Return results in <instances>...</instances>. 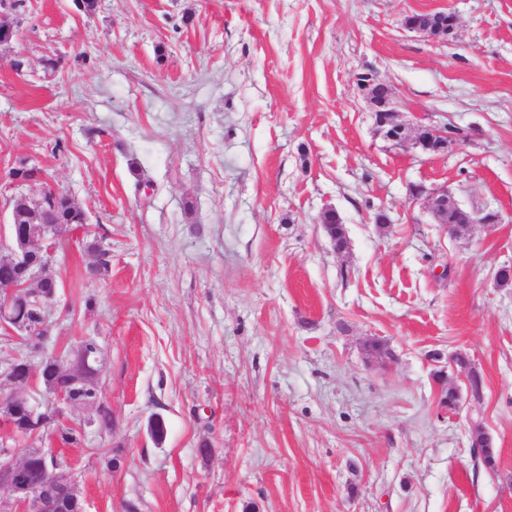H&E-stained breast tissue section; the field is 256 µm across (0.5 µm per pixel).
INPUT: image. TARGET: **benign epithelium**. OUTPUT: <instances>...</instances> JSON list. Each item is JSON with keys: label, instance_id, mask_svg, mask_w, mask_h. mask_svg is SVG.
<instances>
[{"label": "benign epithelium", "instance_id": "7a95c632", "mask_svg": "<svg viewBox=\"0 0 512 512\" xmlns=\"http://www.w3.org/2000/svg\"><path fill=\"white\" fill-rule=\"evenodd\" d=\"M448 27H434L419 21L408 30L431 39H447L455 33L458 18L453 12H444ZM370 112L387 115L386 139L394 143H409L427 153L448 149V127L437 125L406 124L397 120L400 103L394 95L377 98L373 94L379 79L365 73L358 78ZM428 213L442 212L457 206L459 201L448 188L420 189ZM25 215L10 212L8 234L0 232V252L4 259L26 273L21 283L0 286V328L12 335L28 350L41 355V362L55 363L58 372L69 380V385H48L38 388L39 368L30 359L17 357L0 369V512H85L76 488L68 457L57 448H19L8 443L17 439L15 419L24 418L30 439L57 437L50 426V419H58L68 408L77 405L74 389L91 390L98 395L97 386L101 373L99 358L91 357L86 349L87 340L74 345L69 358L60 360L54 352H47V313L57 299L60 284L48 274L50 258L69 228L63 224H45L31 221L22 223ZM40 309V322L33 325L22 321L19 310L26 306ZM29 372L28 382L19 385L16 375L21 369ZM40 468L45 476L40 485L29 479L30 468Z\"/></svg>", "mask_w": 512, "mask_h": 512}]
</instances>
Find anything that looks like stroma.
Listing matches in <instances>:
<instances>
[{"instance_id":"stroma-1","label":"stroma","mask_w":512,"mask_h":512,"mask_svg":"<svg viewBox=\"0 0 512 512\" xmlns=\"http://www.w3.org/2000/svg\"><path fill=\"white\" fill-rule=\"evenodd\" d=\"M448 10V40L403 27ZM0 20L20 25L0 45V225L34 191L11 171L37 165L111 251L93 275L78 229L51 267L46 347L95 339L112 411L108 432L60 421L84 432L67 453L86 512H512V286L494 280L512 0H22ZM363 73L403 120L447 127V151L376 134ZM417 185L499 221L449 237ZM335 210L334 208L325 209L319 216V221L324 212ZM328 237L333 240L334 247L338 252H343L348 247V240L345 231V225L337 222L336 213L329 211L322 217V223Z\"/></svg>"}]
</instances>
